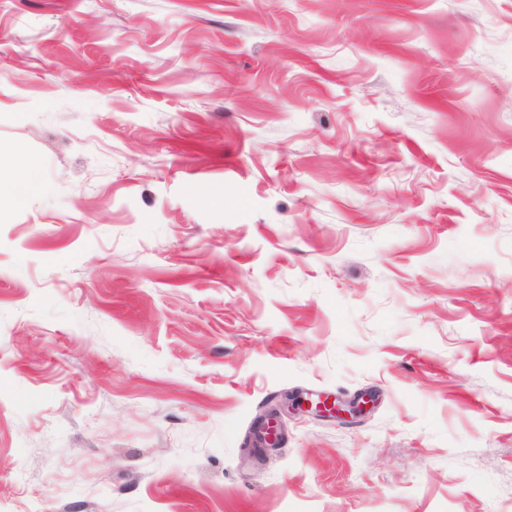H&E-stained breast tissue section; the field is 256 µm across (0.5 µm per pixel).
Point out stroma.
<instances>
[{
	"mask_svg": "<svg viewBox=\"0 0 512 512\" xmlns=\"http://www.w3.org/2000/svg\"><path fill=\"white\" fill-rule=\"evenodd\" d=\"M511 92L512 0H0V512H512ZM270 427L276 428V434L265 438L263 432ZM253 431L254 439H250L248 445L243 448L246 457L253 463L264 461L269 452L282 448L286 442L285 430L279 423V413L275 410L265 411L258 416Z\"/></svg>",
	"mask_w": 512,
	"mask_h": 512,
	"instance_id": "stroma-1",
	"label": "stroma"
}]
</instances>
